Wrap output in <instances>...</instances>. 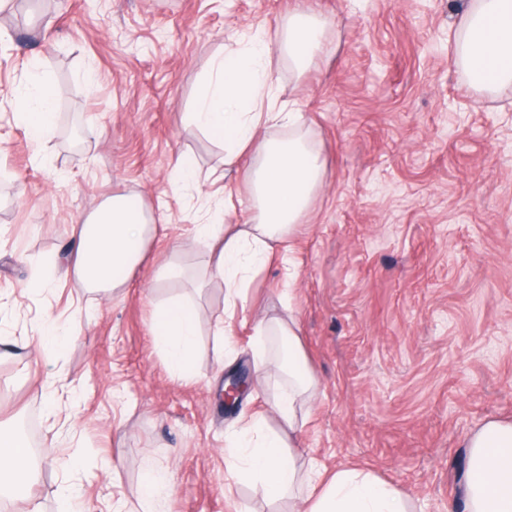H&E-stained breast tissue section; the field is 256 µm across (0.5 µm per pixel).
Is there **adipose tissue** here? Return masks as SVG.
<instances>
[{"label":"adipose tissue","mask_w":512,"mask_h":512,"mask_svg":"<svg viewBox=\"0 0 512 512\" xmlns=\"http://www.w3.org/2000/svg\"><path fill=\"white\" fill-rule=\"evenodd\" d=\"M325 23L305 11L289 13L280 36L266 27L251 29L242 45L215 59L201 84L194 126L224 146V165L245 166L253 199L250 223H224L213 212L197 225L209 246L208 271L223 280L225 311H234L251 272L273 257L290 265L287 242L301 224L321 185L324 162L311 143L301 113L279 103L271 59L287 58L304 74L323 48ZM455 63L485 89L512 84V0H468L459 25L448 35ZM57 89L40 64H32L26 89L15 99V115L38 138L55 126ZM272 128L284 139L268 137ZM156 232L140 201L125 195L108 198L92 216L73 226L75 258L68 265L85 288L106 293L124 287L123 277L143 261ZM193 304L171 300L157 307L152 321L156 346L171 372L188 373L198 336ZM259 339L288 341V385L272 407L282 422L272 428L255 416L236 428L225 450L226 479L260 486L269 499L292 492L297 481V450L291 434L298 411L318 391L298 337L295 319L272 317L257 322ZM468 480L464 512H512V421L491 420L467 440ZM37 481L27 439H0V488L25 491ZM302 512H409L403 492L359 464L333 473L311 463Z\"/></svg>","instance_id":"ef3b65f1"}]
</instances>
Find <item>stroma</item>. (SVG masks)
<instances>
[{"mask_svg": "<svg viewBox=\"0 0 512 512\" xmlns=\"http://www.w3.org/2000/svg\"><path fill=\"white\" fill-rule=\"evenodd\" d=\"M466 0H38L0 13V432L30 420L42 453L34 489L58 512L63 482L88 512H140L146 464L179 492L164 512H291L293 500L228 485L224 434L285 386V360L250 378L236 406L224 380L253 367V327L293 310L319 392L298 416L302 457L328 471L369 467L417 512H462L468 437L512 420V89L473 86L448 33ZM324 18L325 49L296 76L272 60L279 100L303 113L325 162L323 185L290 237L293 266L272 261L230 321L237 349L212 333L224 284L203 276L195 224L225 207L244 223V169L190 124L212 60L250 28L294 10ZM58 88L53 135L15 118L28 68ZM195 179L176 183L178 157ZM232 196H225V187ZM115 194L140 197L161 225L124 288L107 296L64 268L28 288L31 259L71 253L72 228ZM180 250L189 277L153 279ZM200 313L194 368L174 376L151 334L156 306ZM78 323L51 350L47 322ZM76 467H66L71 454Z\"/></svg>", "mask_w": 512, "mask_h": 512, "instance_id": "stroma-1", "label": "stroma"}]
</instances>
